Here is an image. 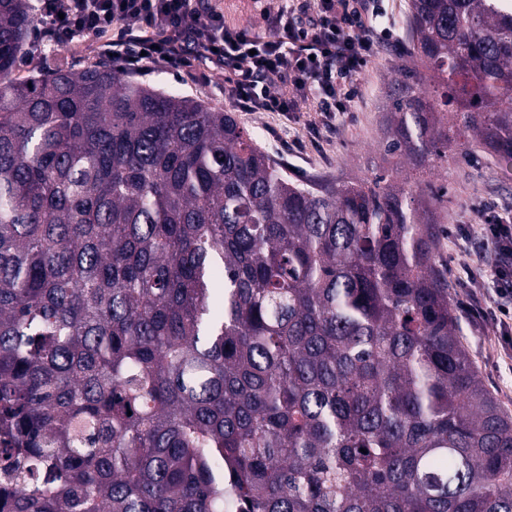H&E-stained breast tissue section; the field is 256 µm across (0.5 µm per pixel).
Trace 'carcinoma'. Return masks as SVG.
Returning <instances> with one entry per match:
<instances>
[{
	"mask_svg": "<svg viewBox=\"0 0 512 512\" xmlns=\"http://www.w3.org/2000/svg\"><path fill=\"white\" fill-rule=\"evenodd\" d=\"M408 11L385 155L511 161L512 3ZM35 30L0 0V512H512L447 192L292 181L106 57L21 76Z\"/></svg>",
	"mask_w": 512,
	"mask_h": 512,
	"instance_id": "cac0c4a2",
	"label": "carcinoma"
}]
</instances>
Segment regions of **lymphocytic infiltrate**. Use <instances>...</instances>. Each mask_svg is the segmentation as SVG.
I'll return each mask as SVG.
<instances>
[{"mask_svg":"<svg viewBox=\"0 0 512 512\" xmlns=\"http://www.w3.org/2000/svg\"><path fill=\"white\" fill-rule=\"evenodd\" d=\"M384 0H270L267 29L230 27L194 0H34L52 47L99 41L113 65L224 73V99L242 112H293L310 100L325 120L353 111L359 78L394 21ZM454 240L472 256L466 274L482 290L479 313L512 329V206L480 205Z\"/></svg>","mask_w":512,"mask_h":512,"instance_id":"1","label":"lymphocytic infiltrate"}]
</instances>
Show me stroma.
Here are the masks:
<instances>
[{
    "instance_id": "stroma-1",
    "label": "stroma",
    "mask_w": 512,
    "mask_h": 512,
    "mask_svg": "<svg viewBox=\"0 0 512 512\" xmlns=\"http://www.w3.org/2000/svg\"><path fill=\"white\" fill-rule=\"evenodd\" d=\"M399 77L395 51L385 48L362 76L363 92L354 112L337 117L336 127L330 131L320 128V114L304 102L288 114L240 112L236 119L256 134L258 144L276 163L288 168L289 178L330 183L364 178L383 164L386 94ZM138 79L153 87L178 89L224 111L229 108L224 101V78L219 73L210 74L203 82L190 72L177 76L148 71L139 73ZM410 177L419 194L441 187L448 191L443 218L446 233L438 254L453 285L450 302L460 317V340L487 389L512 415V354L501 349L500 327L481 321L469 310L472 288L466 269L470 257L449 235L453 225L474 223V208L482 201L512 204V162L480 152L423 174L411 172Z\"/></svg>"
}]
</instances>
